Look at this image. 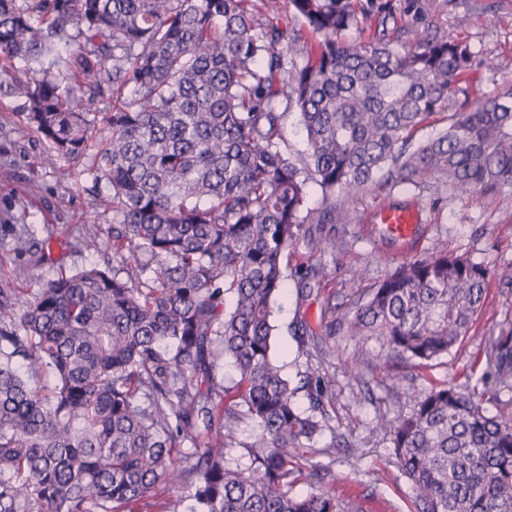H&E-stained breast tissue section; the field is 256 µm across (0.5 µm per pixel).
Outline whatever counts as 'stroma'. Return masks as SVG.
Listing matches in <instances>:
<instances>
[{"instance_id":"1","label":"stroma","mask_w":512,"mask_h":512,"mask_svg":"<svg viewBox=\"0 0 512 512\" xmlns=\"http://www.w3.org/2000/svg\"><path fill=\"white\" fill-rule=\"evenodd\" d=\"M388 16V28L398 49L414 47L428 33L466 44L473 64L465 77L467 92L449 98L447 109L461 111L466 100L512 92V0H374ZM23 101L0 97V288L16 291L15 312L26 307L28 292L54 278L60 266L101 262L98 253L74 255L63 244L89 222L111 228V212H90L92 182L79 163L55 160L39 163L44 142L28 130ZM383 205L418 210L421 221L403 240L379 236L370 216ZM25 213L38 227L39 237H52L50 258L32 267L27 281L18 283L13 270L15 251L12 215ZM324 233L336 241L335 251H316L300 238L288 257L287 294L274 315V346L284 372L296 377L306 357L293 336L297 320L313 329L324 326V310L333 304L346 309L352 290L371 288L399 264L429 256L435 249L470 257L488 270L486 299L470 338L448 357L429 367L389 375L381 367L374 339L322 336L325 371L335 391L336 421L350 442L336 454L317 456L326 476L300 480L291 494L300 496L336 486L354 499L361 512H410V490L392 454V445L374 432L378 415L393 418L409 406L386 395L385 387L414 392L433 383L450 382L483 389L484 368L476 357L489 337L512 324V189L463 193L448 182L424 178L412 183L397 180L372 185L356 196L337 194L336 220ZM315 265L322 280L320 296L298 302L293 274L299 264Z\"/></svg>"}]
</instances>
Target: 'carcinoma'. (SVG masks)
<instances>
[{"instance_id": "carcinoma-1", "label": "carcinoma", "mask_w": 512, "mask_h": 512, "mask_svg": "<svg viewBox=\"0 0 512 512\" xmlns=\"http://www.w3.org/2000/svg\"><path fill=\"white\" fill-rule=\"evenodd\" d=\"M288 5L316 49L250 0H0V87L24 101L40 161L79 162L99 138L85 171L107 187L90 206L112 211V241L87 224L65 247H114L34 289L19 317L15 289L0 288V512H353L333 485L288 493L347 436L313 329L294 326L312 359L298 385L273 358L283 260L302 235L335 250L321 231L338 191L424 175L462 192L512 187V103L474 101L422 141L450 95H467L469 48L423 36L400 52L382 10L373 37L349 43L355 0ZM288 111L306 137L295 159ZM311 183L329 206H307ZM17 221L25 280L51 245ZM295 274L297 299L320 295L314 269ZM487 275L445 249L405 262L346 310L326 306L325 335L373 338L391 364L426 367L467 337ZM504 336L511 326L485 347V376L509 387ZM402 396L409 412L375 432L416 512H512V414L449 382ZM245 421L255 432L241 440ZM176 485L191 493L165 498ZM285 146L290 157L295 158L305 151L306 141L301 126L298 124V115L294 112L286 114L283 125Z\"/></svg>"}]
</instances>
